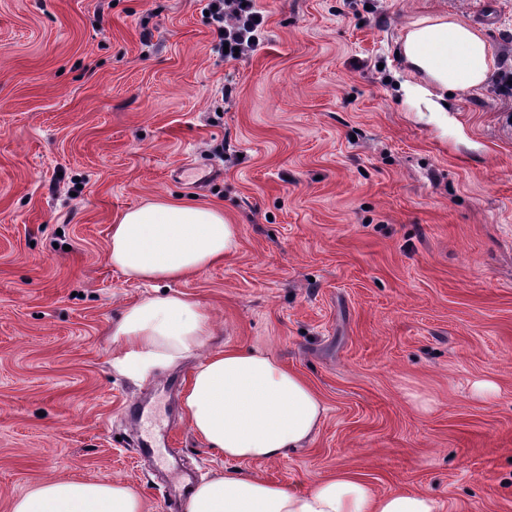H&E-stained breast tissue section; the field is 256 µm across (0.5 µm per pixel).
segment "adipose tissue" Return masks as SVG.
Masks as SVG:
<instances>
[{
    "mask_svg": "<svg viewBox=\"0 0 512 512\" xmlns=\"http://www.w3.org/2000/svg\"><path fill=\"white\" fill-rule=\"evenodd\" d=\"M401 49L411 73L402 88L420 112L447 111L449 92L481 87L494 65L482 35L447 16L415 19ZM235 238V226L220 209L155 201L116 218L109 259L137 279L178 280L222 260ZM112 333L124 344L114 366L131 378L198 356L183 412L224 458L279 459L307 445L324 420L326 408L311 384L275 357L236 346L202 354L213 325L188 295L165 293L130 304ZM13 512H143V506L140 494L119 481L54 480L21 497ZM185 512H439V505L422 491L374 493L347 471L301 486L235 469L198 483Z\"/></svg>",
    "mask_w": 512,
    "mask_h": 512,
    "instance_id": "obj_1",
    "label": "adipose tissue"
}]
</instances>
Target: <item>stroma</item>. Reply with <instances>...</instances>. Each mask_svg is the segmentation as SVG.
Listing matches in <instances>:
<instances>
[{
  "label": "stroma",
  "mask_w": 512,
  "mask_h": 512,
  "mask_svg": "<svg viewBox=\"0 0 512 512\" xmlns=\"http://www.w3.org/2000/svg\"><path fill=\"white\" fill-rule=\"evenodd\" d=\"M206 4L0 0V512L61 478L185 512L232 468L183 415L195 359L140 381L112 366L113 323L154 293L112 266V224L160 197L237 228L172 285L214 345L273 355L327 408L306 447L247 471L348 470L440 512H512V0H257L260 45L238 60ZM442 13L497 68L423 116L397 50ZM198 166L216 172L200 187Z\"/></svg>",
  "instance_id": "stroma-1"
}]
</instances>
